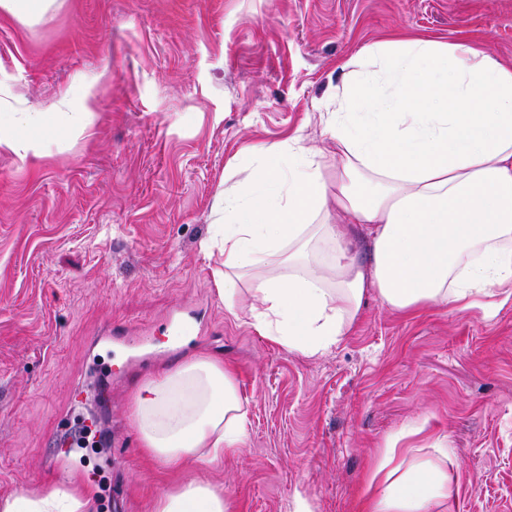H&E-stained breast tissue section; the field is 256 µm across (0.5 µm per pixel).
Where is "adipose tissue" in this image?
<instances>
[{
  "mask_svg": "<svg viewBox=\"0 0 512 512\" xmlns=\"http://www.w3.org/2000/svg\"><path fill=\"white\" fill-rule=\"evenodd\" d=\"M359 72L324 113L332 155L253 149L225 187L224 221L200 249L224 251L217 292L274 342L306 357L336 346L367 292L413 314L453 306L491 315L512 296V65L477 44L398 36L363 48ZM362 239L370 260L352 247ZM326 250L329 272L311 264ZM133 421L146 458L181 472L152 512H231L204 464L240 451L248 415L232 366L191 360L146 383ZM387 451L381 492L361 512H425L448 495L439 464L403 467ZM63 485L0 498V512H85Z\"/></svg>",
  "mask_w": 512,
  "mask_h": 512,
  "instance_id": "obj_1",
  "label": "adipose tissue"
}]
</instances>
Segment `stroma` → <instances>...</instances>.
<instances>
[{
  "instance_id": "35a3bbf8",
  "label": "stroma",
  "mask_w": 512,
  "mask_h": 512,
  "mask_svg": "<svg viewBox=\"0 0 512 512\" xmlns=\"http://www.w3.org/2000/svg\"><path fill=\"white\" fill-rule=\"evenodd\" d=\"M397 29L477 43L512 63V0H56L40 19L0 11V110L47 113L44 156L0 151V497L81 472L90 512H151L172 475L147 463L132 425L138 389L206 356L236 370L248 411L241 454L206 465L234 512H356L387 448L406 462L449 451L447 498L427 512H512V301L484 316H411L368 293L336 348L287 350L233 317L216 292L221 251L199 243L249 148L331 154L321 115L343 66ZM91 87L94 121L71 134L57 102ZM207 328L168 335L175 307ZM113 331L169 349L116 375L108 418L118 445L75 448L53 469L59 426L96 417L77 399L87 345Z\"/></svg>"
}]
</instances>
